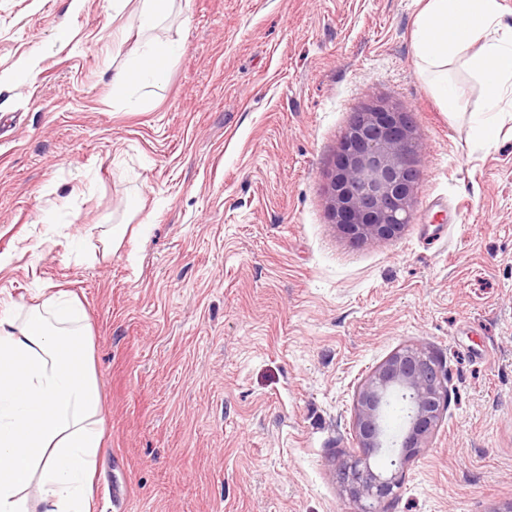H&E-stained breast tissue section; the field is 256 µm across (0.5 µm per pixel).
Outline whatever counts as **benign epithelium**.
Returning a JSON list of instances; mask_svg holds the SVG:
<instances>
[{
    "label": "benign epithelium",
    "instance_id": "obj_1",
    "mask_svg": "<svg viewBox=\"0 0 512 512\" xmlns=\"http://www.w3.org/2000/svg\"><path fill=\"white\" fill-rule=\"evenodd\" d=\"M416 128L409 113L385 107L354 114L336 154L329 180V216L355 243L398 237L410 223L419 169ZM409 399L406 433L388 472H376L370 457L385 447L384 412L395 393ZM436 359L407 348L387 358L360 385L354 418L358 455L339 468L341 491L357 512L377 506L401 487L404 465L425 449L447 402Z\"/></svg>",
    "mask_w": 512,
    "mask_h": 512
}]
</instances>
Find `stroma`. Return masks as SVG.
<instances>
[{
	"mask_svg": "<svg viewBox=\"0 0 512 512\" xmlns=\"http://www.w3.org/2000/svg\"><path fill=\"white\" fill-rule=\"evenodd\" d=\"M420 8L175 0L154 35L181 50L131 105L112 73L139 0H0V307L59 289L84 306L92 512H354L336 470L357 391L408 346L442 364L448 405L382 512L512 502V121L478 147L477 89L440 108ZM376 106L411 115L420 178L403 233L357 244L327 186ZM105 224L126 227L108 256Z\"/></svg>",
	"mask_w": 512,
	"mask_h": 512,
	"instance_id": "1",
	"label": "stroma"
}]
</instances>
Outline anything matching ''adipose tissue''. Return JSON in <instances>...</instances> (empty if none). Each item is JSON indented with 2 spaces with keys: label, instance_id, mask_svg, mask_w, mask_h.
<instances>
[{
  "label": "adipose tissue",
  "instance_id": "1",
  "mask_svg": "<svg viewBox=\"0 0 512 512\" xmlns=\"http://www.w3.org/2000/svg\"><path fill=\"white\" fill-rule=\"evenodd\" d=\"M502 0H426L412 33L415 63L441 106L456 114L462 67L478 82L471 116L481 142L496 140L512 105V28ZM178 45L145 40L133 62L112 74L130 89L162 83ZM102 396L91 328L77 297L59 291L0 311V512H90L103 443ZM37 487L38 501L27 492Z\"/></svg>",
  "mask_w": 512,
  "mask_h": 512
}]
</instances>
